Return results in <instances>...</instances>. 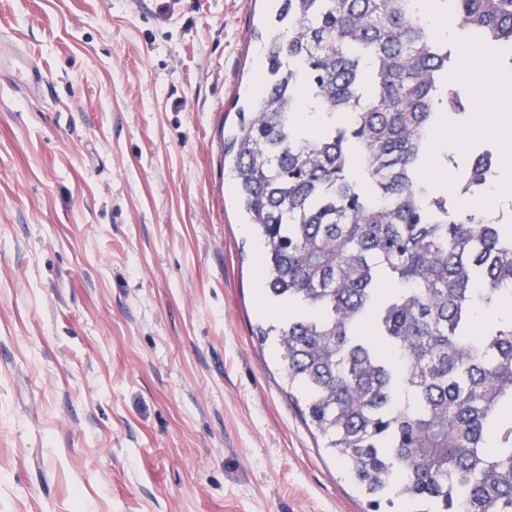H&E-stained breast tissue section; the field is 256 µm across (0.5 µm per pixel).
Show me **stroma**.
Returning a JSON list of instances; mask_svg holds the SVG:
<instances>
[{
    "instance_id": "stroma-1",
    "label": "stroma",
    "mask_w": 512,
    "mask_h": 512,
    "mask_svg": "<svg viewBox=\"0 0 512 512\" xmlns=\"http://www.w3.org/2000/svg\"><path fill=\"white\" fill-rule=\"evenodd\" d=\"M267 0H0V512H371L288 397L224 133ZM8 71L13 83L28 97L38 96L46 84V75L20 46L0 45V71Z\"/></svg>"
}]
</instances>
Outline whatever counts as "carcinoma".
I'll use <instances>...</instances> for the list:
<instances>
[{
	"mask_svg": "<svg viewBox=\"0 0 512 512\" xmlns=\"http://www.w3.org/2000/svg\"><path fill=\"white\" fill-rule=\"evenodd\" d=\"M478 37L512 51V0H277L224 140L266 248L259 336L372 512H512V319L472 331L512 302V225L423 176L426 131L477 99L450 74Z\"/></svg>",
	"mask_w": 512,
	"mask_h": 512,
	"instance_id": "carcinoma-1",
	"label": "carcinoma"
}]
</instances>
